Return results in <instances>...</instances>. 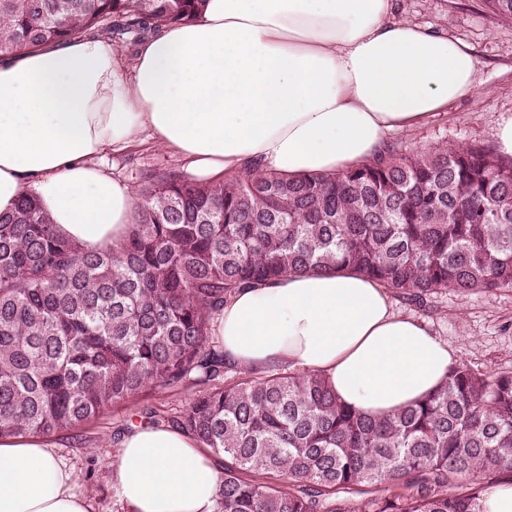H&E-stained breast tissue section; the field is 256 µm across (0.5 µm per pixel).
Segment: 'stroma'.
<instances>
[{
    "label": "stroma",
    "instance_id": "stroma-1",
    "mask_svg": "<svg viewBox=\"0 0 512 512\" xmlns=\"http://www.w3.org/2000/svg\"><path fill=\"white\" fill-rule=\"evenodd\" d=\"M401 19L430 24L466 43L477 60L472 92L425 123L394 136L404 150L461 147L472 143L496 145L501 114L512 113V23L497 19L484 0H400ZM112 172L133 187L152 168L181 170L174 153L147 137L133 141L112 156ZM397 313L414 317L447 341L454 362L483 371L512 370V289L444 291L426 306L394 297ZM194 394L190 388L152 387L132 400L112 406L72 434L51 437L59 455L71 463L81 491L95 512H124L112 489V464L119 439L143 422L144 410L156 413L159 423L178 415Z\"/></svg>",
    "mask_w": 512,
    "mask_h": 512
}]
</instances>
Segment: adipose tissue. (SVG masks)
I'll return each instance as SVG.
<instances>
[{
  "label": "adipose tissue",
  "mask_w": 512,
  "mask_h": 512,
  "mask_svg": "<svg viewBox=\"0 0 512 512\" xmlns=\"http://www.w3.org/2000/svg\"><path fill=\"white\" fill-rule=\"evenodd\" d=\"M395 12V0H206L141 41L127 69L94 32L0 59V214L30 195L63 237L122 246L136 192L106 159L143 135L201 183L372 160L394 133L468 95L477 72L466 45ZM213 334L229 362L321 375L371 417L415 404L453 365L446 341L353 272L238 290ZM113 470L126 512L217 510L222 471L178 429L135 427ZM0 512L93 508L48 441L19 436L0 439Z\"/></svg>",
  "instance_id": "1"
}]
</instances>
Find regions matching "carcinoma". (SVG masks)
Masks as SVG:
<instances>
[{
  "mask_svg": "<svg viewBox=\"0 0 512 512\" xmlns=\"http://www.w3.org/2000/svg\"><path fill=\"white\" fill-rule=\"evenodd\" d=\"M204 2L0 0V57L89 30L134 45ZM485 2L512 22V0ZM143 179L118 249L79 248L28 196L0 215V438L196 386L170 422L224 459L217 512H479V478L512 472V371L454 366L374 418L318 375L227 362L212 327L236 290L287 274L350 271L419 306L512 289V157L389 145L336 173Z\"/></svg>",
  "mask_w": 512,
  "mask_h": 512,
  "instance_id": "cac0c4a2",
  "label": "carcinoma"
}]
</instances>
